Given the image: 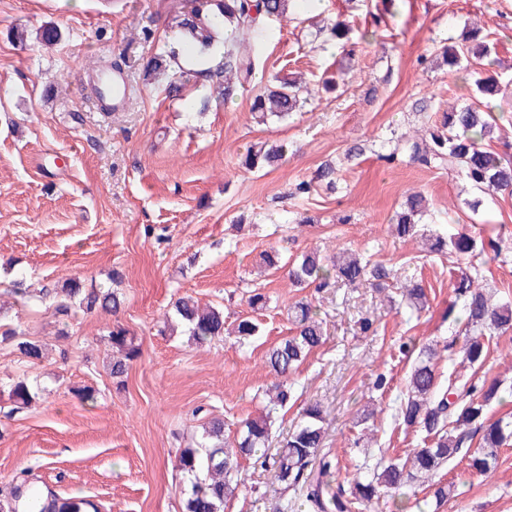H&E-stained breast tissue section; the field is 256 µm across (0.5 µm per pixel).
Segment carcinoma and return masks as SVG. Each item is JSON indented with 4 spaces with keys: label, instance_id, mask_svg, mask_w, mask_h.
I'll return each instance as SVG.
<instances>
[{
    "label": "carcinoma",
    "instance_id": "1",
    "mask_svg": "<svg viewBox=\"0 0 512 512\" xmlns=\"http://www.w3.org/2000/svg\"><path fill=\"white\" fill-rule=\"evenodd\" d=\"M290 0H173L167 12L171 27L180 40L197 51L198 58L209 55L215 43L224 44L222 61L205 72L194 64H179V54L169 52L174 64V80L168 93L181 95L186 82L201 75L223 89L224 101L235 99L251 86L256 60L249 48L260 44L265 36L266 22L286 13ZM329 36L341 47L350 44L351 29L337 20L327 28ZM442 55L450 68L472 59L481 65L474 86L479 97L459 108L442 113L441 128L418 131L407 137L404 151L408 163L423 168H446L476 189L512 193V144L502 149L482 146L496 125L493 99L500 91L498 74L493 72L496 58L486 41L470 45L466 42L442 47ZM312 91L295 80L281 79L273 88H266L253 97L251 111L264 123L270 117L284 118L297 112ZM285 148L266 142L247 149L242 165L251 170L272 167L282 160ZM319 186L329 193L337 189V169L326 161L316 176ZM433 216L425 196L420 193L406 198L396 212L392 224L400 237L417 233L418 224ZM477 241L466 233L449 237L437 236L433 252L448 251L458 256L471 255ZM391 270L350 253H339L328 259L321 251H309L288 268V280L295 288H328L342 283L351 288H383ZM485 277L480 266L458 274L453 288L455 299L441 316V323L450 329H461L463 342L460 354L471 365L482 364L490 352L492 337L512 328V301L491 304L479 287ZM61 292L65 299L55 306V313L70 318L83 313L109 310L115 312L121 301L109 288L85 289L75 281L66 282ZM402 300L407 307L421 313L427 307L425 288L418 282L404 288ZM175 317L184 324L193 341L202 346L224 336V309L201 306L191 296H182L173 303ZM292 334L272 345L265 354V364L275 381L266 390L268 403L263 412L241 422L234 440L224 439V420L206 418L202 437L195 445L180 449L178 468L187 480L183 512H224V502L238 488V476L244 461L271 473L282 489H297L312 512H355L362 505L378 503L405 495L416 481L433 477L438 470L472 445L480 436L479 450L469 455L472 472L484 475L496 467L499 452L512 445V420L488 416L494 400L502 403L505 395L501 384L493 380L477 385L448 374L443 381L436 369L439 352L448 350L447 340L415 349L404 342L399 353L417 352L406 377L404 389L397 397L396 418L403 425L425 434L423 446L411 449L406 456L376 462L372 477H356L349 488L332 485L326 477L335 467L331 455L324 451L323 414L319 405L308 404L279 449L269 453V439L280 411L293 398L288 379L308 355L324 342L323 322L318 309L308 300H299L288 307ZM234 334L244 345L260 335L259 324L249 318L239 319ZM112 347L120 357L112 361L111 375L122 383L130 363L141 356L140 344L121 325L109 333ZM0 342H10L26 358L42 357V345L23 336V332L0 324ZM9 396L17 407L24 408L36 397L27 378L15 381ZM7 495L0 499V512H98L96 505L84 496H61L41 486L26 472L15 479ZM455 488L452 481L438 479L431 484L432 498L441 505L448 501Z\"/></svg>",
    "mask_w": 512,
    "mask_h": 512
}]
</instances>
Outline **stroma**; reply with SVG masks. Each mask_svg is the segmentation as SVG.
Here are the masks:
<instances>
[{
    "mask_svg": "<svg viewBox=\"0 0 512 512\" xmlns=\"http://www.w3.org/2000/svg\"><path fill=\"white\" fill-rule=\"evenodd\" d=\"M166 4L0 0V322L43 346L32 362L0 343V496L27 471L60 494L88 497L99 512H182L179 449L200 440L206 416L222 417L231 436L261 411L272 381L265 352L288 335V306L302 298L319 308L326 340L292 375L298 401L278 420L270 447L302 406L316 403L324 447L338 460L335 480L352 479L354 462L379 458L381 449L404 454L422 436L394 426L396 391L411 366L398 346L447 337L439 313L466 264L453 254L423 256L420 241L392 235L391 218L419 191L438 217L437 231H512V194L486 199L475 214L463 204L473 190L447 171L385 160L398 134L472 100L466 70L435 60L469 27L494 43L497 101L512 113V0H323L315 16L289 11L268 22L272 36L254 50V84L299 72L317 94L302 111L264 124L250 112L251 93L226 103L197 79L175 99L165 91L167 76L144 79L147 61L176 44ZM337 20L352 29L354 56L321 30ZM49 28L58 33L50 43L43 39ZM104 64L118 65L132 87L122 111H99L85 90L89 72ZM327 79L338 81V91H321ZM264 141L287 142V155L274 168L244 169L248 147ZM355 144L365 152L347 160ZM327 160L337 164L338 191L292 196ZM272 247L291 261L314 249L348 250L391 268L393 277L383 294L295 288L285 271L263 269ZM410 278L429 293L418 315L393 300ZM69 279L116 286L119 311L54 316L53 292ZM20 285L26 294H16ZM257 288L269 302L255 312L247 299ZM184 295L223 306L229 323L254 317L263 333L244 347L232 336L191 345L184 331L164 329ZM365 318L376 335L360 332ZM117 324L142 350L120 385L109 367ZM62 328L67 338L59 337ZM463 371L512 387V329L483 365ZM381 373L391 376V392L375 391ZM22 376L37 382L38 395L19 409L9 389ZM85 388L95 402L81 398ZM369 404L376 414L365 454L352 439ZM242 476L224 512H273L283 492L270 473L247 465ZM441 476L455 491L439 512H512V447L501 449L489 476L470 474L461 456Z\"/></svg>",
    "mask_w": 512,
    "mask_h": 512,
    "instance_id": "1",
    "label": "stroma"
}]
</instances>
